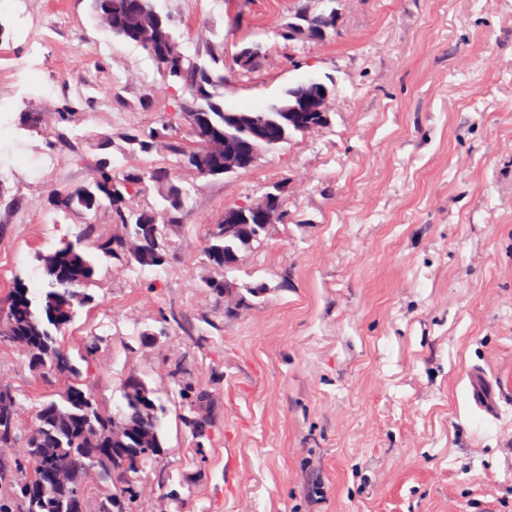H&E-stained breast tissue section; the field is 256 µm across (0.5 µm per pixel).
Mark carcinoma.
Listing matches in <instances>:
<instances>
[{"label": "carcinoma", "mask_w": 512, "mask_h": 512, "mask_svg": "<svg viewBox=\"0 0 512 512\" xmlns=\"http://www.w3.org/2000/svg\"><path fill=\"white\" fill-rule=\"evenodd\" d=\"M341 0H296L294 23L282 32L287 40L295 39V27L306 16L325 14L336 19ZM100 26L115 37L141 47L154 61L161 74L163 88L178 84L190 95L174 100L177 110L197 113L201 126L188 131V142L177 149L189 165L205 177L224 176V152H211L207 139H222L229 130L235 139L247 134V129L232 123L233 116L245 115L250 122L264 128L266 142L263 151L271 152L290 141L296 134H310L332 124L311 116L299 122L288 118V102L294 87L284 91L279 103L266 110H228L224 108V41L211 43L208 60L189 59L182 43L175 36L168 17L157 12L152 0H100L95 8ZM262 46L258 42L243 45L232 55V66L249 72L259 62ZM167 126L156 130L135 129L124 136L129 146L148 149L165 138ZM111 160L101 162L99 173L89 181L60 193V210L86 214L108 208L118 229L112 239H99L96 249L106 256L125 258L141 266L164 264L168 251L167 223L184 205L182 190L164 170L112 176L108 171ZM159 186V200L146 207L135 202L145 181ZM237 222L220 220L212 226L204 254L213 275L203 280V287L222 296L228 273L239 269L269 233L271 225L251 207V202L230 205ZM133 236L142 244L136 256L125 254L120 246L123 238ZM45 282L40 298L30 296L24 284L17 285L0 310V322L10 327L11 338L0 336V344L18 349L25 363L42 375H63L67 385L59 399L41 404L35 424L22 428L16 410L21 407L16 396L0 400V449L9 448L22 440L28 453L18 456L0 453V512H134L141 487L125 479L127 473H138L163 452L162 420L166 408L158 390L140 376H130L123 382V404L116 410L105 409L98 399L82 388V372L61 348L52 330H59L76 315L75 307L91 300L87 289L94 282V258L79 245L66 241L54 251L38 256ZM180 395L186 401L189 414L183 416L198 437H207L212 428L204 413L207 394L189 381H181ZM126 425V432H112V419ZM48 471L64 474L65 488L40 485ZM111 482L91 508L86 486L92 479Z\"/></svg>", "instance_id": "obj_1"}]
</instances>
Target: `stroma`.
<instances>
[{
	"instance_id": "obj_1",
	"label": "stroma",
	"mask_w": 512,
	"mask_h": 512,
	"mask_svg": "<svg viewBox=\"0 0 512 512\" xmlns=\"http://www.w3.org/2000/svg\"><path fill=\"white\" fill-rule=\"evenodd\" d=\"M44 2L21 31L0 0V305L16 282L38 290L36 253L88 224L116 235L108 210L54 217L101 158L119 178L166 168L188 195L165 263L97 256L90 304L57 333L75 361L100 338L82 373L108 408L129 376L159 389L165 448L135 477L151 486L135 512H512V0H342L336 29L304 43L281 35L295 0H153L190 57L261 43L226 107L264 109L308 78L337 88L331 126L224 178L164 145L129 151L133 127L184 133L154 62L92 0H60L74 20L53 26ZM74 65L93 86L58 85ZM276 187L287 223L231 274L269 291L225 313L200 286L210 226ZM181 361L209 395V437L181 419ZM476 372L504 397L496 418L471 401ZM1 379L28 421L64 383L9 345Z\"/></svg>"
}]
</instances>
